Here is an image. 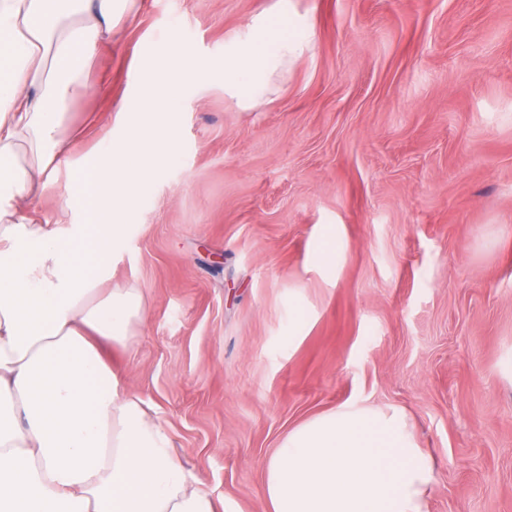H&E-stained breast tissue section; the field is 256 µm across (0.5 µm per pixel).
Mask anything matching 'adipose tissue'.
<instances>
[{"label":"adipose tissue","mask_w":512,"mask_h":512,"mask_svg":"<svg viewBox=\"0 0 512 512\" xmlns=\"http://www.w3.org/2000/svg\"><path fill=\"white\" fill-rule=\"evenodd\" d=\"M0 0V512H217L170 434L129 394L97 341L128 345L146 313L140 286L112 284V256L149 181L175 155L173 104L205 62L157 81L144 54L121 140L35 202L72 139L61 105L135 0ZM80 23L66 38L69 17ZM289 0L255 12L224 42V93L264 102L312 43ZM438 480L405 413L345 402L282 437L267 459L268 512H427Z\"/></svg>","instance_id":"ef3b65f1"}]
</instances>
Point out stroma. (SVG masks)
<instances>
[{
	"label": "stroma",
	"mask_w": 512,
	"mask_h": 512,
	"mask_svg": "<svg viewBox=\"0 0 512 512\" xmlns=\"http://www.w3.org/2000/svg\"><path fill=\"white\" fill-rule=\"evenodd\" d=\"M275 3L138 0L64 107L82 135L43 209L122 136L144 49L166 70L174 27L209 66L112 258L149 309L105 355L229 512H266L280 438L347 401L405 409L438 466L429 512H512V0H291L312 46L243 109L224 40ZM330 225L327 276L311 260Z\"/></svg>",
	"instance_id": "obj_1"
}]
</instances>
